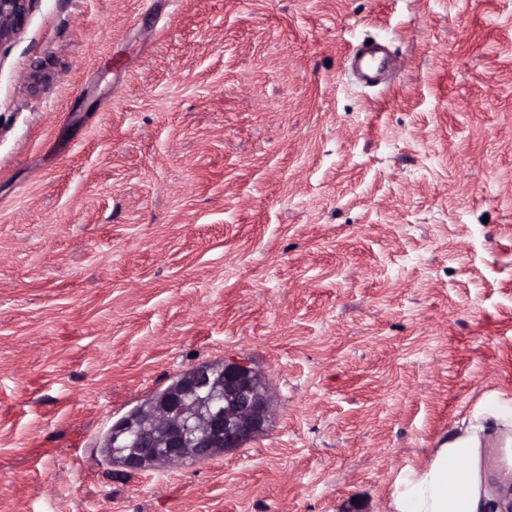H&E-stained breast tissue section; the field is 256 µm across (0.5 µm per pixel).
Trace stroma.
Returning a JSON list of instances; mask_svg holds the SVG:
<instances>
[{
  "label": "stroma",
  "instance_id": "obj_1",
  "mask_svg": "<svg viewBox=\"0 0 512 512\" xmlns=\"http://www.w3.org/2000/svg\"><path fill=\"white\" fill-rule=\"evenodd\" d=\"M389 44L359 83L348 57ZM272 397L132 472L198 364ZM512 392V0H37L0 49V512H388ZM270 396L245 359L199 364L115 424L106 448L130 471L183 465L243 447L267 428Z\"/></svg>",
  "mask_w": 512,
  "mask_h": 512
}]
</instances>
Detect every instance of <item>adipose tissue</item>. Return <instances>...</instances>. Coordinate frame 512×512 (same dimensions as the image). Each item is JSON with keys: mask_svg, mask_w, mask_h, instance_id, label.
<instances>
[{"mask_svg": "<svg viewBox=\"0 0 512 512\" xmlns=\"http://www.w3.org/2000/svg\"><path fill=\"white\" fill-rule=\"evenodd\" d=\"M492 448L512 473V396L476 409L424 463L402 468L391 488L389 512H485L492 493L483 457Z\"/></svg>", "mask_w": 512, "mask_h": 512, "instance_id": "obj_1", "label": "adipose tissue"}]
</instances>
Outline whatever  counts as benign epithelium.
I'll return each instance as SVG.
<instances>
[{
    "label": "benign epithelium",
    "mask_w": 512,
    "mask_h": 512,
    "mask_svg": "<svg viewBox=\"0 0 512 512\" xmlns=\"http://www.w3.org/2000/svg\"><path fill=\"white\" fill-rule=\"evenodd\" d=\"M35 2L0 0V49L22 32ZM269 418L268 386L249 362L199 364L113 424L108 452L134 472L207 460L255 440Z\"/></svg>",
    "instance_id": "1"
}]
</instances>
